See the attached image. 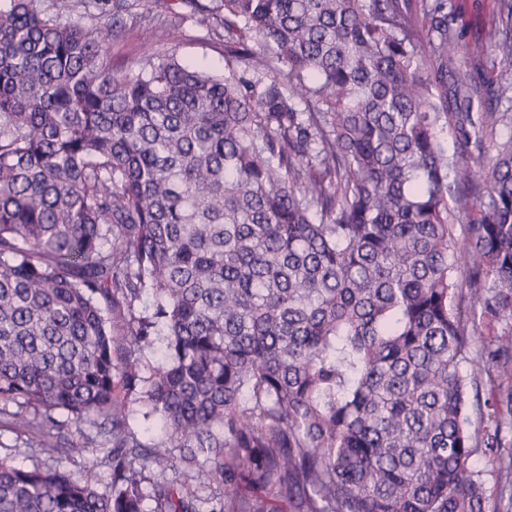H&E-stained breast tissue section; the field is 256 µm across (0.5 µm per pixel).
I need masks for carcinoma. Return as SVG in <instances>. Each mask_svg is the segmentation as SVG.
Returning a JSON list of instances; mask_svg holds the SVG:
<instances>
[{"label": "carcinoma", "instance_id": "cac0c4a2", "mask_svg": "<svg viewBox=\"0 0 512 512\" xmlns=\"http://www.w3.org/2000/svg\"><path fill=\"white\" fill-rule=\"evenodd\" d=\"M40 2L0 9V414L47 461L0 458V512H268L243 480L298 512H486L472 457L512 448V326L473 350L512 319L486 76L489 46L512 64V0L487 46L448 0L423 21L411 0H181L223 29L222 75L158 50L117 74L137 0H88L102 25ZM86 422L109 495L67 467L98 451L67 437ZM180 466L222 495L195 507ZM491 376L483 373L478 377V399L480 406H477V401L474 397L475 389H470V399L474 403L471 411L472 428H482L487 423L488 414L491 412L490 405L494 402L497 395V381L495 373L491 371Z\"/></svg>", "mask_w": 512, "mask_h": 512}]
</instances>
